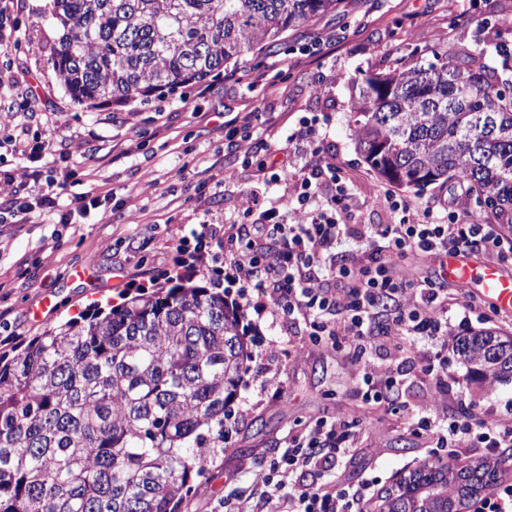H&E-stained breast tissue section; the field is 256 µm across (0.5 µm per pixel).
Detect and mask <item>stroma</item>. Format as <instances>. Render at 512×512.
I'll list each match as a JSON object with an SVG mask.
<instances>
[{
	"instance_id": "stroma-1",
	"label": "stroma",
	"mask_w": 512,
	"mask_h": 512,
	"mask_svg": "<svg viewBox=\"0 0 512 512\" xmlns=\"http://www.w3.org/2000/svg\"><path fill=\"white\" fill-rule=\"evenodd\" d=\"M512 0H344L273 45L248 54L239 68L266 72L257 85L231 79L229 72L207 78L210 90L153 95L149 102L85 105L65 90L50 53L61 32L51 22L52 0H18L5 24L12 41L0 51V201L14 193L27 157L44 134L64 138L60 150L42 162L43 180L29 202L65 185L57 213L34 210L23 224L0 223V352L31 339L94 305L118 304L138 288L156 289L166 277L212 286L218 276L207 266H179L172 244L190 225L237 212L240 191L253 185V168L228 150L224 126L259 110L264 138L278 142L282 127L311 120L323 157L344 170L359 205L354 224H388L389 212L373 199L389 185L371 173L356 149L348 80L407 63L465 41L477 43L479 61L500 69L494 33L512 35L505 14ZM489 18L491 28L475 33L464 13ZM232 183H225L226 175ZM93 191L98 209L63 224L60 212ZM449 345L440 348L444 373L431 375L406 360L399 397L421 404L430 396L446 400L450 413L475 410L506 416L512 379L473 382L453 339L491 328L512 334V312L496 310L479 292L448 286ZM278 371L282 394L261 392L269 371ZM224 422V465L196 486L181 512H213L219 497L252 504L263 487L257 476L319 418L336 416L373 424L374 431L341 466L342 482H371L375 493L394 487L425 459L426 441L410 430L403 413L368 404L350 357L324 351L307 336H295L288 354L253 364Z\"/></svg>"
}]
</instances>
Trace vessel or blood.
Returning a JSON list of instances; mask_svg holds the SVG:
<instances>
[{
  "label": "vessel or blood",
  "instance_id": "b4317fda",
  "mask_svg": "<svg viewBox=\"0 0 512 512\" xmlns=\"http://www.w3.org/2000/svg\"><path fill=\"white\" fill-rule=\"evenodd\" d=\"M440 267L449 282L459 288L478 287L480 293L500 310L512 311V275L501 268L474 264L459 252L441 256Z\"/></svg>",
  "mask_w": 512,
  "mask_h": 512
}]
</instances>
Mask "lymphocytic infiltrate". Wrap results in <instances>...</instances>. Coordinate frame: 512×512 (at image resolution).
<instances>
[{
	"label": "lymphocytic infiltrate",
	"mask_w": 512,
	"mask_h": 512,
	"mask_svg": "<svg viewBox=\"0 0 512 512\" xmlns=\"http://www.w3.org/2000/svg\"><path fill=\"white\" fill-rule=\"evenodd\" d=\"M283 140L288 145L304 141L308 147L282 164L267 154L255 159L258 183L244 191L243 213L257 215V222L229 217L221 228L203 223L179 238L174 249L180 254L191 249L220 263L225 282L235 288L241 309L252 313L254 323L301 324L313 345L348 348L365 400L385 404L399 371L375 360L380 338L404 354L448 339L443 286L429 277H403L395 259L478 248L512 264V241L502 225L478 223L457 203L436 214L388 191L374 204L393 215L392 223L348 224L356 205L349 180L335 163L321 158L311 122L289 128ZM281 182L289 187L287 196L270 198V184ZM332 281L344 282L343 291L329 289ZM408 424L414 433L429 436L428 458L436 463L454 460L468 443L512 447L511 423L451 418L446 405L434 399L409 409ZM361 433L355 420H316L261 475L266 490L253 512H363L368 485L352 488L336 477L337 463Z\"/></svg>",
	"instance_id": "f902f5d3"
}]
</instances>
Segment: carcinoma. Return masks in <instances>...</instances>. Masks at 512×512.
Returning a JSON list of instances; mask_svg holds the SVG:
<instances>
[{"instance_id": "obj_1", "label": "carcinoma", "mask_w": 512, "mask_h": 512, "mask_svg": "<svg viewBox=\"0 0 512 512\" xmlns=\"http://www.w3.org/2000/svg\"><path fill=\"white\" fill-rule=\"evenodd\" d=\"M343 0H54L51 61L72 98L146 101L219 74ZM369 170L409 191L452 179L512 230V81L470 45L365 76L352 100ZM236 311L204 286L144 289L0 353V512H179L224 457L247 358ZM510 352L478 371L489 345ZM455 349L480 381L512 378V339ZM478 469L425 461L373 512H457Z\"/></svg>"}]
</instances>
